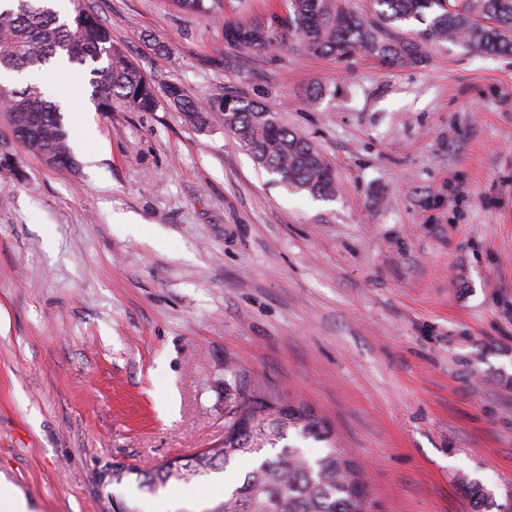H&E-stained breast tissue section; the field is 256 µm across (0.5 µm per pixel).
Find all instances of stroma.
Returning a JSON list of instances; mask_svg holds the SVG:
<instances>
[{"label": "stroma", "instance_id": "1", "mask_svg": "<svg viewBox=\"0 0 512 512\" xmlns=\"http://www.w3.org/2000/svg\"><path fill=\"white\" fill-rule=\"evenodd\" d=\"M156 88L278 112L337 175L329 201L255 166L220 114L63 112L75 168L0 118V481L30 512H204L212 478L105 486L221 442L241 382L311 407L366 477L370 512H465L512 487V58L446 42L417 66L242 53L224 24L283 0H66ZM138 216L139 230L112 213ZM234 360L244 380L225 370ZM466 496L468 499V509L470 512H490L492 507L496 512H512V491L504 494V501L498 503L494 493L487 489L483 484L476 480H466Z\"/></svg>", "mask_w": 512, "mask_h": 512}]
</instances>
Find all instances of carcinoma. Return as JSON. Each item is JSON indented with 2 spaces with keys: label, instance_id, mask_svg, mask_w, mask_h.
Returning a JSON list of instances; mask_svg holds the SVG:
<instances>
[{
  "label": "carcinoma",
  "instance_id": "carcinoma-1",
  "mask_svg": "<svg viewBox=\"0 0 512 512\" xmlns=\"http://www.w3.org/2000/svg\"><path fill=\"white\" fill-rule=\"evenodd\" d=\"M378 22H370L339 0H288L281 19L232 21L224 24L227 42L242 51H264L294 32L302 52L346 58L362 51L388 65L421 62L430 44L459 43L479 53L512 56V0H374ZM417 22L425 28L408 39L390 38L384 28ZM89 69L92 100L100 112L119 103L135 112H154L161 98L177 107L190 126L202 129L209 114L219 112L224 128L250 153L254 162L292 191L329 200L337 192L336 172L306 137L284 124L260 102L224 94L207 102L190 98L177 83L158 94L153 82L112 44L111 31L98 17L77 12L60 21L57 12L38 0H15L0 6V69L21 72L55 58ZM1 110L10 113L14 133L36 147L57 168L73 165L72 148L58 102L44 87L0 88ZM304 440L326 441L327 422L299 403L284 404L253 388L239 395L224 423V444L150 468L115 464L106 471L109 484L133 478L136 488L155 495L168 485L189 484L224 473L238 457L254 458L232 491L203 512H368L360 468L341 449L329 444L314 461L300 447L280 445L290 431ZM469 512H512V491L499 503L476 480L464 482Z\"/></svg>",
  "mask_w": 512,
  "mask_h": 512
}]
</instances>
